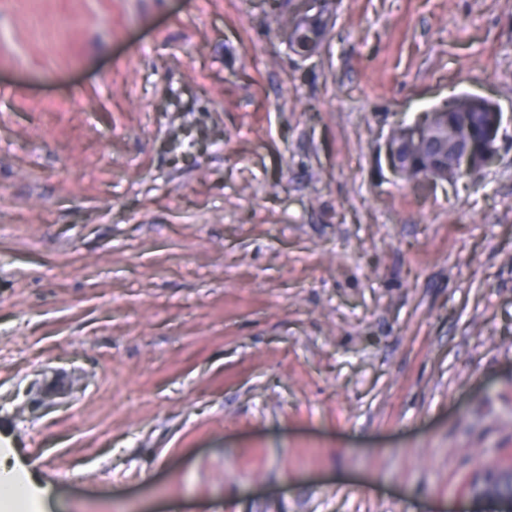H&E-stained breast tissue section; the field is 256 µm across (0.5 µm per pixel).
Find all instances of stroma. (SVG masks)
<instances>
[{
  "label": "stroma",
  "instance_id": "35a3bbf8",
  "mask_svg": "<svg viewBox=\"0 0 512 512\" xmlns=\"http://www.w3.org/2000/svg\"><path fill=\"white\" fill-rule=\"evenodd\" d=\"M460 94L495 164L396 178ZM8 447L48 512H470L512 461V0H332L308 58L268 0H0Z\"/></svg>",
  "mask_w": 512,
  "mask_h": 512
}]
</instances>
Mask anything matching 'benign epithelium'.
Instances as JSON below:
<instances>
[{
  "instance_id": "obj_1",
  "label": "benign epithelium",
  "mask_w": 512,
  "mask_h": 512,
  "mask_svg": "<svg viewBox=\"0 0 512 512\" xmlns=\"http://www.w3.org/2000/svg\"><path fill=\"white\" fill-rule=\"evenodd\" d=\"M491 109L488 113V137L496 140L502 126V113L491 103H486ZM438 113L421 112L412 122H399L395 125L399 134H389L386 142V155L392 170L405 175L403 168L404 154L414 145L424 142L429 146L432 156V168L424 177V184H434L439 180L449 179L448 171L457 174H476L491 167L497 160V147L486 151L478 161H473L471 150L462 138L450 142L441 136L436 124ZM470 500L477 505L473 512H512V496L500 497L496 493L481 489L469 492Z\"/></svg>"
}]
</instances>
